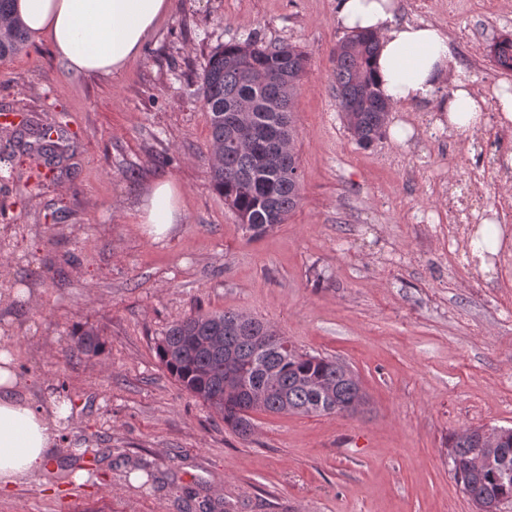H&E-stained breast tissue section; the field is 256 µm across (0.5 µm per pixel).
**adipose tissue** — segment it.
<instances>
[{
  "mask_svg": "<svg viewBox=\"0 0 512 512\" xmlns=\"http://www.w3.org/2000/svg\"><path fill=\"white\" fill-rule=\"evenodd\" d=\"M397 0H337L336 21L347 31L379 36L372 70L391 111L420 105L447 115L448 128L468 132L485 122V95L456 65L447 31L429 22L400 19ZM169 0H15V12L31 35L47 37L71 71L119 76L138 56ZM179 189L157 180L137 207L151 235L165 236L180 221ZM9 351H0V490L10 491L44 473L52 463L69 401L49 410L33 407L22 392Z\"/></svg>",
  "mask_w": 512,
  "mask_h": 512,
  "instance_id": "ef3b65f1",
  "label": "adipose tissue"
}]
</instances>
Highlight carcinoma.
<instances>
[{"instance_id": "obj_1", "label": "carcinoma", "mask_w": 512, "mask_h": 512, "mask_svg": "<svg viewBox=\"0 0 512 512\" xmlns=\"http://www.w3.org/2000/svg\"><path fill=\"white\" fill-rule=\"evenodd\" d=\"M29 32L15 15L14 0H0V61L27 44ZM378 50L377 36L357 32L337 43L334 62L336 97L360 146L366 148L383 134L388 103L370 68ZM493 62L512 71V37L497 42ZM308 55L290 44L265 45L253 34L245 43H230L216 50L203 72L200 93L209 112L213 187L234 211L247 218V227L262 234L286 221L301 201V174L295 153L288 148L295 132L291 77L307 70ZM239 318L233 312L189 315L172 325L156 346L160 364L180 387L220 412L224 423L246 437L252 419L242 409L281 413L285 407L300 415H353L350 408L358 388L345 378L340 362L300 353L287 338L264 322L248 319L256 340L216 322ZM238 348L236 374H228L224 346ZM103 350L97 332L76 335L73 357L96 356ZM457 449L452 460L457 482L471 487L485 500L512 496V458L503 465L499 454L512 450V434L497 448H482L465 429L448 437ZM480 453L490 460L478 472L470 467Z\"/></svg>"}]
</instances>
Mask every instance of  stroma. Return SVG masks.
<instances>
[{
  "label": "stroma",
  "instance_id": "1",
  "mask_svg": "<svg viewBox=\"0 0 512 512\" xmlns=\"http://www.w3.org/2000/svg\"><path fill=\"white\" fill-rule=\"evenodd\" d=\"M399 0L448 32L483 94L512 83L490 60L512 6ZM257 33L309 55L292 99L302 201L261 236L210 182L198 88L211 54ZM336 0H172L120 77L65 68L44 38L0 62V350L33 399L70 401L54 464L0 494V512H474L448 459L451 433L512 428V288L451 267L444 186L465 143L412 107L417 136L361 147L336 98ZM63 122L52 161L41 130ZM181 191L180 224L154 241L135 208L156 178ZM231 311L360 378L359 414H252L241 437L182 390L156 344L195 312ZM102 354L73 358L79 330ZM83 482H75L77 472Z\"/></svg>",
  "mask_w": 512,
  "mask_h": 512
}]
</instances>
